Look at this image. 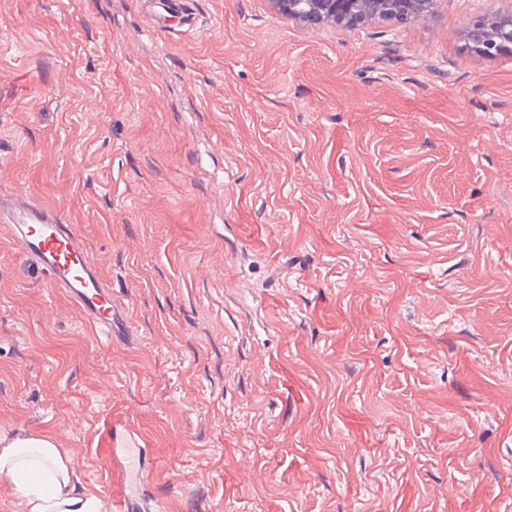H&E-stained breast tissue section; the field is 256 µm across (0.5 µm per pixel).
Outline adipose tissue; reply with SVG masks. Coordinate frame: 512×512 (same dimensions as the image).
I'll list each match as a JSON object with an SVG mask.
<instances>
[{
    "instance_id": "obj_1",
    "label": "adipose tissue",
    "mask_w": 512,
    "mask_h": 512,
    "mask_svg": "<svg viewBox=\"0 0 512 512\" xmlns=\"http://www.w3.org/2000/svg\"><path fill=\"white\" fill-rule=\"evenodd\" d=\"M0 475L11 480L26 512H101L99 497L73 481L51 435L0 437Z\"/></svg>"
}]
</instances>
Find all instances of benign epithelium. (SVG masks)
Returning a JSON list of instances; mask_svg holds the SVG:
<instances>
[{"mask_svg": "<svg viewBox=\"0 0 512 512\" xmlns=\"http://www.w3.org/2000/svg\"><path fill=\"white\" fill-rule=\"evenodd\" d=\"M492 14L475 17L468 40L475 51L495 56L512 51V0H499ZM279 10L306 23L333 19L348 28H356L372 18L418 19L433 10L438 0H274Z\"/></svg>", "mask_w": 512, "mask_h": 512, "instance_id": "7a95c632", "label": "benign epithelium"}]
</instances>
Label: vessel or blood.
<instances>
[{
	"label": "vessel or blood",
	"mask_w": 512,
	"mask_h": 512,
	"mask_svg": "<svg viewBox=\"0 0 512 512\" xmlns=\"http://www.w3.org/2000/svg\"><path fill=\"white\" fill-rule=\"evenodd\" d=\"M0 222L11 225L22 258L47 274L51 285L83 310L100 335L111 336L118 305L75 228L54 208L21 196L0 198Z\"/></svg>",
	"instance_id": "vessel-or-blood-1"
}]
</instances>
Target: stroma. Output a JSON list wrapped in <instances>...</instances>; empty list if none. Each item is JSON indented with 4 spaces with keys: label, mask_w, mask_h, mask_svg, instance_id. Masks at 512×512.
I'll use <instances>...</instances> for the list:
<instances>
[{
    "label": "stroma",
    "mask_w": 512,
    "mask_h": 512,
    "mask_svg": "<svg viewBox=\"0 0 512 512\" xmlns=\"http://www.w3.org/2000/svg\"><path fill=\"white\" fill-rule=\"evenodd\" d=\"M494 0H0V194L74 225L104 343L0 224V433L103 506L512 512V55ZM133 434L140 454L116 452ZM275 5L289 18L306 23L333 19L345 27L356 28L372 18L419 19L433 10L438 0H274ZM309 9L300 12L304 3ZM508 7H499L492 14L476 16L470 23L468 40L475 51L495 56L512 51V1Z\"/></svg>",
    "instance_id": "stroma-1"
}]
</instances>
